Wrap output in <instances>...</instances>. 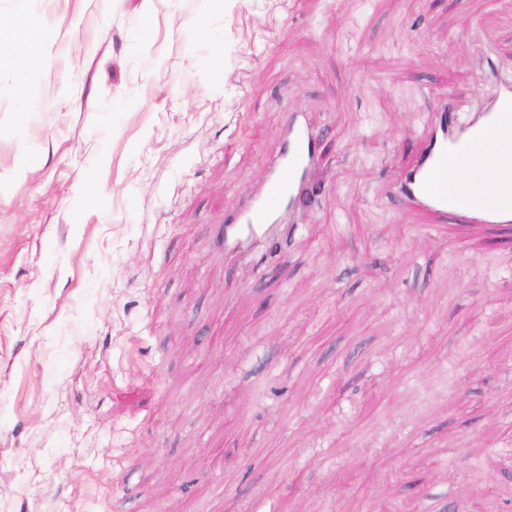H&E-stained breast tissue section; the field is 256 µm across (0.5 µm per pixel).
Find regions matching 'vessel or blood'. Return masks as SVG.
Instances as JSON below:
<instances>
[{
    "mask_svg": "<svg viewBox=\"0 0 512 512\" xmlns=\"http://www.w3.org/2000/svg\"><path fill=\"white\" fill-rule=\"evenodd\" d=\"M512 129V79L501 78L479 111L461 115L449 101L429 113L424 144L391 185L401 206L429 214L433 224L512 229V142L491 134ZM322 139L304 113L288 115L266 183L211 229L216 249L240 258L276 234L283 210L310 211L322 191Z\"/></svg>",
    "mask_w": 512,
    "mask_h": 512,
    "instance_id": "1",
    "label": "vessel or blood"
}]
</instances>
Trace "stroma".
<instances>
[{"mask_svg": "<svg viewBox=\"0 0 512 512\" xmlns=\"http://www.w3.org/2000/svg\"><path fill=\"white\" fill-rule=\"evenodd\" d=\"M33 21L43 64H0V512L512 487V250L386 196L440 96L479 108L485 48L512 78V0H0ZM290 112L328 187L255 275L208 236Z\"/></svg>", "mask_w": 512, "mask_h": 512, "instance_id": "1", "label": "stroma"}]
</instances>
